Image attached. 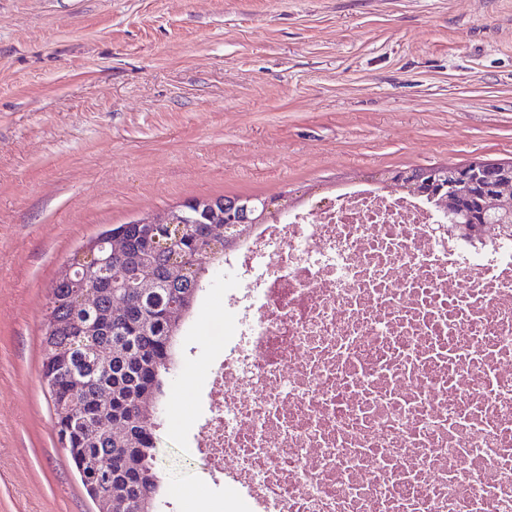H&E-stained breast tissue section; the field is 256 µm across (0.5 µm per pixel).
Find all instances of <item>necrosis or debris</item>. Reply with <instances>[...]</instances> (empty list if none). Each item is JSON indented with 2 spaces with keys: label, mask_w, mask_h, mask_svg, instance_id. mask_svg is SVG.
<instances>
[{
  "label": "necrosis or debris",
  "mask_w": 512,
  "mask_h": 512,
  "mask_svg": "<svg viewBox=\"0 0 512 512\" xmlns=\"http://www.w3.org/2000/svg\"><path fill=\"white\" fill-rule=\"evenodd\" d=\"M224 264L195 445L252 512H512V239L358 189Z\"/></svg>",
  "instance_id": "obj_1"
}]
</instances>
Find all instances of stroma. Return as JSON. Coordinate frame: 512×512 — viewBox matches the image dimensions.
Segmentation results:
<instances>
[{"instance_id":"stroma-1","label":"stroma","mask_w":512,"mask_h":512,"mask_svg":"<svg viewBox=\"0 0 512 512\" xmlns=\"http://www.w3.org/2000/svg\"><path fill=\"white\" fill-rule=\"evenodd\" d=\"M474 159L512 162V0H0V512H95L42 382L47 297L89 239ZM232 285L177 346L159 512H250L192 449Z\"/></svg>"}]
</instances>
